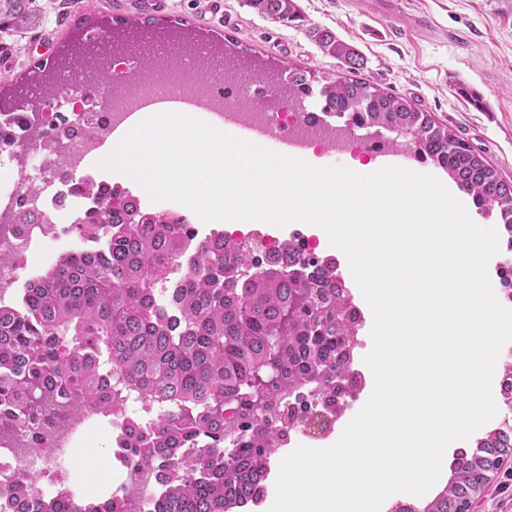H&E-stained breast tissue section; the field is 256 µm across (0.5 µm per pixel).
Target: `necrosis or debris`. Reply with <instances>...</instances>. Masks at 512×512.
Instances as JSON below:
<instances>
[{
    "label": "necrosis or debris",
    "instance_id": "4bbe7bcc",
    "mask_svg": "<svg viewBox=\"0 0 512 512\" xmlns=\"http://www.w3.org/2000/svg\"><path fill=\"white\" fill-rule=\"evenodd\" d=\"M176 68L159 66L153 72L132 68L127 52L106 58L117 77L112 86L99 84L94 76L66 74L59 88L50 95L39 94L36 119L19 123L15 115H0V124L11 128L19 146L8 164L0 167V285L13 286L22 278H36L41 269L57 263L64 249L49 250V243L59 241L65 226L75 224L86 209L100 206L105 195L115 193L117 201L141 203L140 194L121 183L111 181L90 160L112 138L115 127L123 124L129 112L140 109L152 96L179 89L182 94L198 97L206 109L224 113L232 123L262 126L267 143L290 135L314 148L331 143L334 151L349 153L359 140L349 132L328 133L325 125L307 122L303 116L272 109L258 112L246 106L237 94L216 95L211 90L213 77L223 69L212 54L185 52ZM207 80H200V73ZM27 171L37 186V193L22 199L14 173ZM81 182L82 190H73V182ZM35 212L36 219L23 228L15 222L21 206ZM155 404L122 409L112 417V458L123 470L112 478V498L120 502H136L138 512H154L149 499H134L133 493L149 481L141 470L127 466L128 435L141 425L142 415L155 411ZM93 422L87 418L66 417L57 420L46 436L40 454H29L22 438L16 437L0 445V481L38 475L36 490L40 496L74 498L83 488L68 459L70 451L86 445Z\"/></svg>",
    "mask_w": 512,
    "mask_h": 512
}]
</instances>
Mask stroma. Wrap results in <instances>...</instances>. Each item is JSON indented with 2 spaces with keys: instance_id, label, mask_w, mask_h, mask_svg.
Masks as SVG:
<instances>
[{
  "instance_id": "1",
  "label": "stroma",
  "mask_w": 512,
  "mask_h": 512,
  "mask_svg": "<svg viewBox=\"0 0 512 512\" xmlns=\"http://www.w3.org/2000/svg\"><path fill=\"white\" fill-rule=\"evenodd\" d=\"M308 23L332 30L364 58L359 78L404 98L447 125L512 181V0H398L382 11L369 0H297ZM229 24L198 28L222 41L228 55L256 60L271 71L301 68L319 82L345 76L305 32L260 16L246 0H224ZM135 8L111 0H56L42 25L21 36L0 34V69L28 83L90 27L122 34L141 20ZM37 41L52 49L33 52ZM471 512H512V462L502 461L494 481Z\"/></svg>"
}]
</instances>
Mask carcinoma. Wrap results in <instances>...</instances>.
<instances>
[{"instance_id":"carcinoma-1","label":"carcinoma","mask_w":512,"mask_h":512,"mask_svg":"<svg viewBox=\"0 0 512 512\" xmlns=\"http://www.w3.org/2000/svg\"><path fill=\"white\" fill-rule=\"evenodd\" d=\"M246 2L270 20L304 27L322 53L348 72L363 68L354 46L329 29L306 24L296 0ZM41 21L35 0H0V34L22 35ZM126 38L139 50L144 70L161 64L153 53L161 40L181 50L202 43L187 27L150 22L129 28ZM106 52L72 46L52 71L17 92L23 108L31 106L36 86L56 84L85 65L95 69L99 83L111 81L112 71L98 63ZM277 91L283 99L307 98L312 79L296 68L278 77ZM319 96L324 115L393 134L390 148L408 139L417 158L445 169L484 213H496L512 241V182L502 180L449 127L361 79L329 81ZM177 225L160 211L114 216L93 210L75 229H98L105 252L65 255L29 281L17 303L0 306V440L20 434L37 453L43 427L57 418L110 416L131 393L163 401L168 410L150 422V431L134 433L130 447L133 466L155 471L161 485L157 512H229L246 503L268 473L272 399L310 380L328 397L336 381L349 378L347 347L356 314L333 264L316 275L294 274L257 265L249 250L206 241L197 248L191 272L170 289L172 316L157 304L156 290L183 253ZM237 426L255 431L226 454L224 433ZM200 438L209 447L184 461L183 447ZM508 455L512 427L460 453L448 482L423 508L402 503L395 512H468ZM35 484L33 477L0 484V497H11L19 512H119L110 498L35 499Z\"/></svg>"}]
</instances>
